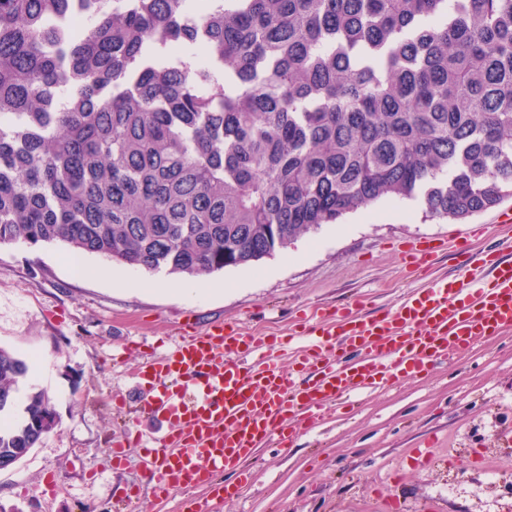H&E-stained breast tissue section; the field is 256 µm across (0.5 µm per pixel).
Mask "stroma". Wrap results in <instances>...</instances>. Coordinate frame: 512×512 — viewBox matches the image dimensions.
Masks as SVG:
<instances>
[{
    "instance_id": "obj_1",
    "label": "stroma",
    "mask_w": 512,
    "mask_h": 512,
    "mask_svg": "<svg viewBox=\"0 0 512 512\" xmlns=\"http://www.w3.org/2000/svg\"><path fill=\"white\" fill-rule=\"evenodd\" d=\"M474 224L492 229L467 240ZM512 197L462 220L432 218L414 200L386 199L322 226L247 266L183 278L98 255L74 260L60 243L0 245V346L27 363L46 357L41 390L58 426L13 468L0 471L7 512H179L182 494L159 499L144 472L141 439L165 429L141 410L151 386L140 366L186 326L238 323L287 335L306 311L368 312L422 287L401 249L440 245L432 278H454L468 253L498 245ZM139 281L128 287L126 278ZM134 349H127V341ZM129 442L113 461V438ZM430 460L418 466L417 449ZM246 467L248 483L219 512H512V332L475 345L448 365L385 390L355 393L291 442L270 439Z\"/></svg>"
}]
</instances>
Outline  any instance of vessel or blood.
<instances>
[{"mask_svg": "<svg viewBox=\"0 0 512 512\" xmlns=\"http://www.w3.org/2000/svg\"><path fill=\"white\" fill-rule=\"evenodd\" d=\"M511 330L512 259L497 246L373 313L304 316L283 338L232 322L181 336L141 371L157 385L143 411L170 425L146 459L148 479L164 495L210 486L277 431L315 426L352 393L426 374Z\"/></svg>", "mask_w": 512, "mask_h": 512, "instance_id": "1", "label": "vessel or blood"}]
</instances>
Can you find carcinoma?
<instances>
[{
    "instance_id": "1",
    "label": "carcinoma",
    "mask_w": 512,
    "mask_h": 512,
    "mask_svg": "<svg viewBox=\"0 0 512 512\" xmlns=\"http://www.w3.org/2000/svg\"><path fill=\"white\" fill-rule=\"evenodd\" d=\"M190 2L0 0V245L202 279L383 199L512 196V0ZM27 371L0 347V455L55 417L11 419Z\"/></svg>"
}]
</instances>
